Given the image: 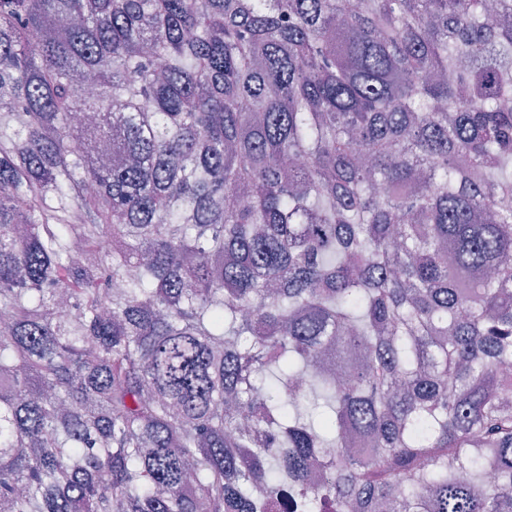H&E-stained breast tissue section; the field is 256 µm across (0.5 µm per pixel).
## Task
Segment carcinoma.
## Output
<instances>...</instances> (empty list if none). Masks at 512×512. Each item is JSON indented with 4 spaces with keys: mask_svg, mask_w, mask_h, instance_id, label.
I'll list each match as a JSON object with an SVG mask.
<instances>
[{
    "mask_svg": "<svg viewBox=\"0 0 512 512\" xmlns=\"http://www.w3.org/2000/svg\"><path fill=\"white\" fill-rule=\"evenodd\" d=\"M0 512H512V0H0Z\"/></svg>",
    "mask_w": 512,
    "mask_h": 512,
    "instance_id": "1",
    "label": "carcinoma"
}]
</instances>
